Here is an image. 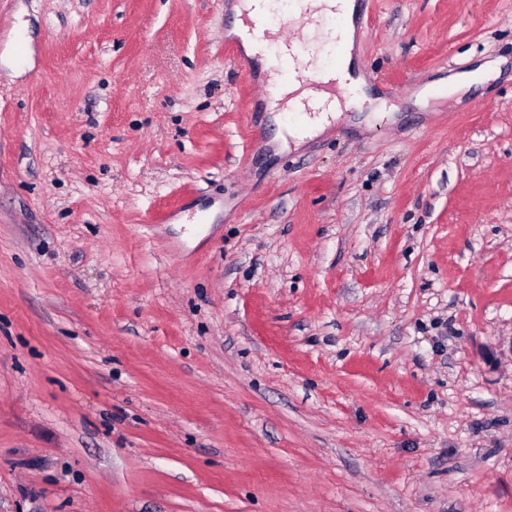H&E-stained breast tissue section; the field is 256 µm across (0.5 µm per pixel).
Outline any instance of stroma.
<instances>
[{
	"label": "stroma",
	"instance_id": "stroma-1",
	"mask_svg": "<svg viewBox=\"0 0 512 512\" xmlns=\"http://www.w3.org/2000/svg\"><path fill=\"white\" fill-rule=\"evenodd\" d=\"M235 2L0 0V512H512V0L279 152Z\"/></svg>",
	"mask_w": 512,
	"mask_h": 512
}]
</instances>
